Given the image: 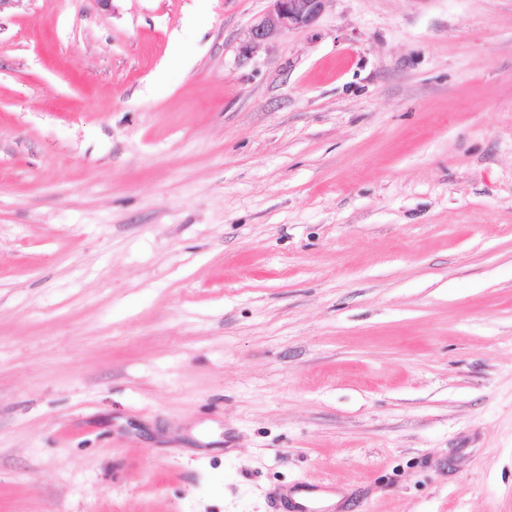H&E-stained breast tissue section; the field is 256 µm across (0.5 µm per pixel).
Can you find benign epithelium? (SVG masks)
<instances>
[{"mask_svg": "<svg viewBox=\"0 0 512 512\" xmlns=\"http://www.w3.org/2000/svg\"><path fill=\"white\" fill-rule=\"evenodd\" d=\"M267 12L251 27L244 52L249 53L273 38L315 26L327 0H270Z\"/></svg>", "mask_w": 512, "mask_h": 512, "instance_id": "benign-epithelium-1", "label": "benign epithelium"}]
</instances>
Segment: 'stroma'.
Wrapping results in <instances>:
<instances>
[{
	"label": "stroma",
	"mask_w": 512,
	"mask_h": 512,
	"mask_svg": "<svg viewBox=\"0 0 512 512\" xmlns=\"http://www.w3.org/2000/svg\"><path fill=\"white\" fill-rule=\"evenodd\" d=\"M0 11V512H512V0ZM267 12L251 27L244 52L249 53L273 38L315 26L328 0H269Z\"/></svg>",
	"instance_id": "1"
}]
</instances>
